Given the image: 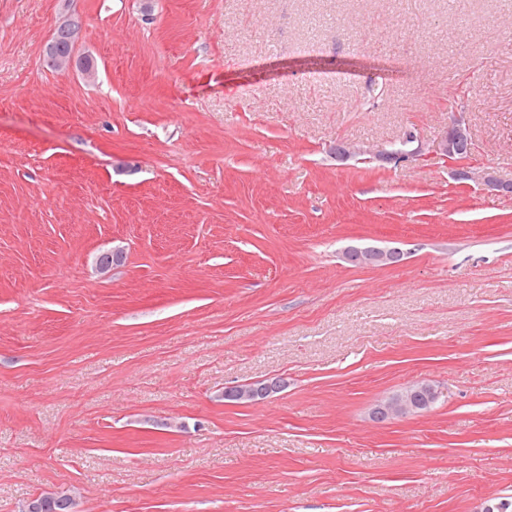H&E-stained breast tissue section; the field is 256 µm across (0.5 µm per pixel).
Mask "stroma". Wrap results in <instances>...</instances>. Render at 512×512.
<instances>
[{
	"mask_svg": "<svg viewBox=\"0 0 512 512\" xmlns=\"http://www.w3.org/2000/svg\"><path fill=\"white\" fill-rule=\"evenodd\" d=\"M81 21L94 79L51 69ZM512 0H0V512L512 501ZM320 46L306 53L303 42ZM348 246L400 247L387 267ZM287 379L243 405L225 387ZM444 392L384 424L410 382ZM467 141L471 148L469 126L463 115H459L437 137L435 142L436 154L448 162L457 163L455 158L461 154L463 145ZM403 140L410 145L417 143L407 153L392 151L386 144L365 145L341 141L336 144V160L344 163L348 160L361 156H368L383 163L401 164L407 162L421 161L427 155L423 141L415 126H409L403 130ZM455 172L458 179L471 180L473 178H477L489 189L499 190L500 188H504V184L501 180L488 168L477 170L471 166H462L457 167Z\"/></svg>",
	"mask_w": 512,
	"mask_h": 512,
	"instance_id": "stroma-1",
	"label": "stroma"
}]
</instances>
